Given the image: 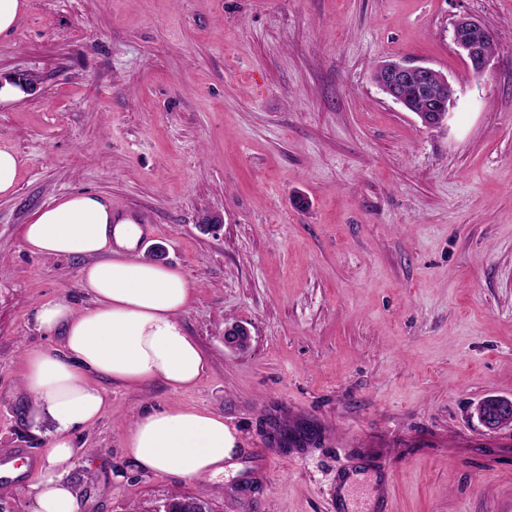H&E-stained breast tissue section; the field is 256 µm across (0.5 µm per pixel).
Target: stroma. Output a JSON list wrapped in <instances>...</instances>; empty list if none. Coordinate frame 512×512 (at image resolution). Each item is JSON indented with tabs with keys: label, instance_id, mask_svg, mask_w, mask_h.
<instances>
[{
	"label": "stroma",
	"instance_id": "35a3bbf8",
	"mask_svg": "<svg viewBox=\"0 0 512 512\" xmlns=\"http://www.w3.org/2000/svg\"><path fill=\"white\" fill-rule=\"evenodd\" d=\"M0 36V456L39 464L23 351L52 346L43 302H82V260L21 244L35 212L89 191L144 229L138 247L194 285L183 324L206 370L189 390L97 379L111 413L74 433L80 512H512V429L473 414L512 398V0H27ZM462 14L494 33L483 76L457 55ZM456 89L424 127L373 80L384 61ZM224 223L200 224L210 213ZM246 325L250 346L224 345ZM196 406L238 440L214 479L138 471L121 436L144 408ZM307 429L302 451L276 434ZM394 462L387 476L384 463ZM18 165V158L10 148H0V195H8L13 192ZM251 341V332L243 324H231L224 327V345L232 350H243Z\"/></svg>",
	"mask_w": 512,
	"mask_h": 512
}]
</instances>
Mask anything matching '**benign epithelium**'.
<instances>
[{
    "mask_svg": "<svg viewBox=\"0 0 512 512\" xmlns=\"http://www.w3.org/2000/svg\"><path fill=\"white\" fill-rule=\"evenodd\" d=\"M453 44L457 54L476 74L489 69L497 46L492 31L479 19L459 16L453 24ZM377 86L404 109L419 106L416 116L425 127H436L446 117L455 99V88L446 75L430 66L386 62L378 70ZM251 341V332L243 324L224 327V346L243 350ZM480 424L490 433L512 428V399L488 397L476 407Z\"/></svg>",
    "mask_w": 512,
    "mask_h": 512,
    "instance_id": "benign-epithelium-1",
    "label": "benign epithelium"
}]
</instances>
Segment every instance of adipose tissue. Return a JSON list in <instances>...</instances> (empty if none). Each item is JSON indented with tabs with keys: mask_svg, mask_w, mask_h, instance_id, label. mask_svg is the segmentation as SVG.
I'll return each instance as SVG.
<instances>
[{
	"mask_svg": "<svg viewBox=\"0 0 512 512\" xmlns=\"http://www.w3.org/2000/svg\"><path fill=\"white\" fill-rule=\"evenodd\" d=\"M140 224L115 221L111 206L93 193H75L38 210L22 236L30 253L77 258L80 306L44 302L32 319L60 347L24 351L21 388L33 422L50 420L42 464L29 486L31 512H79L70 480L74 432L112 409L103 390L87 382L94 374L124 385L157 380L174 392L194 387L206 368L198 344L181 320L195 288L184 274L142 260ZM130 463L148 473L206 479L224 471L236 439L222 417L196 408L141 410L123 433Z\"/></svg>",
	"mask_w": 512,
	"mask_h": 512,
	"instance_id": "1",
	"label": "adipose tissue"
}]
</instances>
